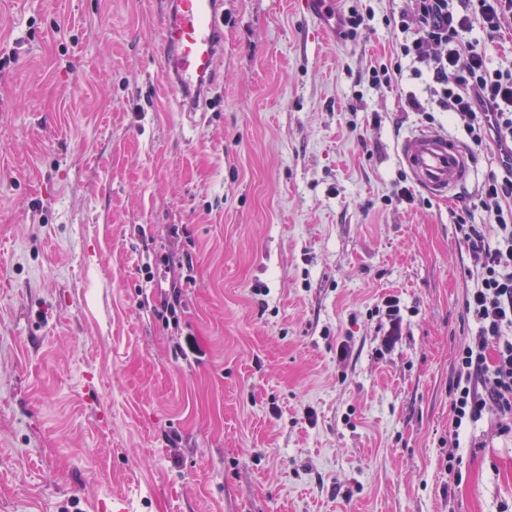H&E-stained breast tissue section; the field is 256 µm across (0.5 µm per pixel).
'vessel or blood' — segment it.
I'll return each instance as SVG.
<instances>
[{
	"mask_svg": "<svg viewBox=\"0 0 512 512\" xmlns=\"http://www.w3.org/2000/svg\"><path fill=\"white\" fill-rule=\"evenodd\" d=\"M160 39L163 77L181 111L203 107L216 87L224 55L223 0H165ZM398 160L414 184L429 197L449 200L472 181L470 152L447 132L419 128L401 139Z\"/></svg>",
	"mask_w": 512,
	"mask_h": 512,
	"instance_id": "b4317fda",
	"label": "vessel or blood"
}]
</instances>
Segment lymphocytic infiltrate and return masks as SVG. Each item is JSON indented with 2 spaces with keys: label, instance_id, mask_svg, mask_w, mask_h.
Listing matches in <instances>:
<instances>
[{
  "label": "lymphocytic infiltrate",
  "instance_id": "lymphocytic-infiltrate-1",
  "mask_svg": "<svg viewBox=\"0 0 512 512\" xmlns=\"http://www.w3.org/2000/svg\"><path fill=\"white\" fill-rule=\"evenodd\" d=\"M405 42L394 65L369 72L372 87L391 86L401 59L424 67L430 94L457 117L474 149L493 143L510 175H488L473 203L488 225L459 218L458 228L479 265L477 284L466 295L476 336L458 351L452 411L461 430L487 409L499 430L512 432V62L492 64L485 50L512 30V0H410L397 22Z\"/></svg>",
  "mask_w": 512,
  "mask_h": 512
}]
</instances>
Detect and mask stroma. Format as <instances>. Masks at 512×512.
Returning a JSON list of instances; mask_svg holds the SVG:
<instances>
[{"mask_svg":"<svg viewBox=\"0 0 512 512\" xmlns=\"http://www.w3.org/2000/svg\"><path fill=\"white\" fill-rule=\"evenodd\" d=\"M407 5L361 0L350 41L224 0L218 102L181 112L161 0H0V512H512V433L455 431L450 394L477 330L457 220L486 223L499 154L455 202L382 203L399 136L466 138L411 60L363 80ZM399 300L388 298L385 301L386 315L388 318V329L384 334L383 342L389 347L401 333L403 320L400 316Z\"/></svg>","mask_w":512,"mask_h":512,"instance_id":"obj_1","label":"stroma"}]
</instances>
